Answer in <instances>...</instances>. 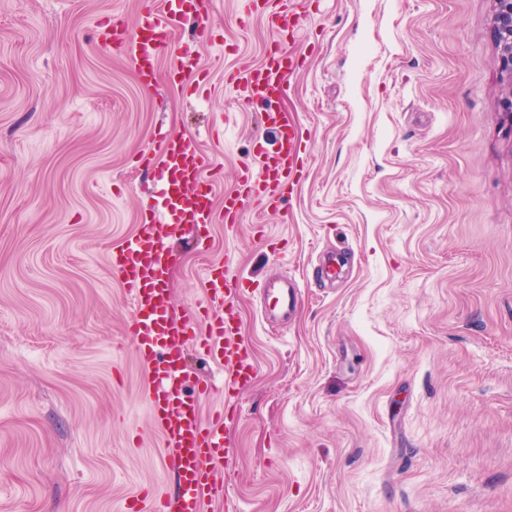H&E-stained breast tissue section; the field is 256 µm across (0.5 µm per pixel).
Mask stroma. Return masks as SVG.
<instances>
[{"label":"stroma","instance_id":"35a3bbf8","mask_svg":"<svg viewBox=\"0 0 512 512\" xmlns=\"http://www.w3.org/2000/svg\"><path fill=\"white\" fill-rule=\"evenodd\" d=\"M165 0H0V512H123L173 491L112 249L139 230L163 130L214 162L215 203L275 133L228 73L270 33L209 0L220 44L187 20L174 46L213 71L187 95L158 60L143 86L97 22L134 30ZM278 108L305 160L279 209L184 225L168 243L177 317L228 261L256 371H224L203 417L231 418L226 487L240 512H512V119L492 0H300ZM209 238V250L200 249ZM288 275L294 312L264 285Z\"/></svg>","mask_w":512,"mask_h":512}]
</instances>
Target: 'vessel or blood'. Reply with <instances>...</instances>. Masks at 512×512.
<instances>
[{"label": "vessel or blood", "mask_w": 512, "mask_h": 512, "mask_svg": "<svg viewBox=\"0 0 512 512\" xmlns=\"http://www.w3.org/2000/svg\"><path fill=\"white\" fill-rule=\"evenodd\" d=\"M246 17L262 20L273 36L260 66L232 72L230 80L247 102L266 105L264 120L277 135L273 152H259V169L246 172L236 191L225 194L223 211L213 206L214 181L205 177L209 165L191 140L179 135L157 136V155H144L140 166L160 164L164 178L145 213L140 230L112 252V263L130 296L136 314L127 326L142 364L148 371L152 390L150 403L155 426L162 436L161 456L177 476L174 493H161L146 500L131 497L126 512H201L206 500L223 498L224 512H239L228 496L221 470L224 419L202 420L199 405L209 391L199 383L186 385L180 342L199 343L205 355L224 369V389L246 385L255 365L250 360L241 325L231 314L239 281L229 270L210 266L206 272L207 306L201 315L175 320L168 290L169 263L164 240L172 228L183 224L236 223L245 201L258 202L262 209L275 210L286 193L292 192L301 161L296 131L284 122L276 103L283 91L286 72L300 71L302 61L288 53L279 35L295 25L297 0H241ZM199 23L202 41L216 43L215 26L204 12L201 0H169L164 11L146 13L135 37H128L107 20L98 23L102 45L114 50L133 49V66L140 83L151 84L154 66L161 55L170 58L169 78L183 82L193 77L191 93L207 90L211 70L200 57L178 51L172 44L173 31L187 15Z\"/></svg>", "instance_id": "obj_1"}]
</instances>
